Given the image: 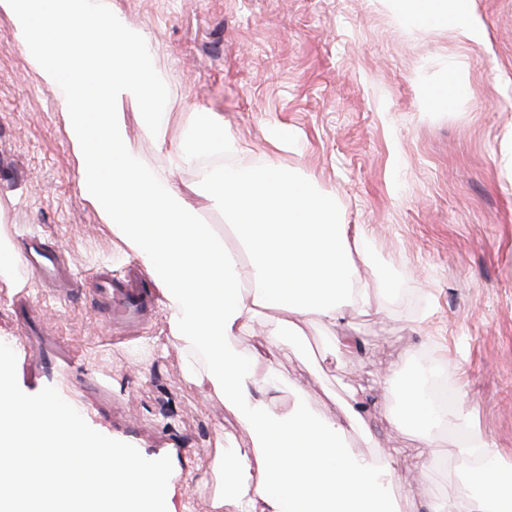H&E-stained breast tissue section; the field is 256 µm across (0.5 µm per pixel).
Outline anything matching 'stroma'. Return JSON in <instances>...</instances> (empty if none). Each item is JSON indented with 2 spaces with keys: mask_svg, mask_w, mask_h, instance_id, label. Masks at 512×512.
<instances>
[{
  "mask_svg": "<svg viewBox=\"0 0 512 512\" xmlns=\"http://www.w3.org/2000/svg\"><path fill=\"white\" fill-rule=\"evenodd\" d=\"M128 30L145 34L166 88L159 120L178 141L197 110L223 121L241 144L227 158H201L176 171L200 187L205 169H285L335 199L344 223L364 228L375 265L393 271L396 294L352 306L340 336L359 342L334 352L316 321L303 324L300 351L274 363L281 406L303 401L340 416L354 394L374 442L351 449L388 452L400 512L438 504L462 512L476 493L459 482L457 409L432 420L396 421L394 365L428 375L429 357L447 373L456 402L512 465V0H471L482 43L460 42L453 26L395 17L385 0H111ZM468 85L438 100L449 75ZM141 165L168 175L171 156L143 126L136 100L115 103ZM79 161L65 120L0 13V217L13 246L41 236L70 269L69 290L51 293L18 267L35 310L77 351L73 368L33 373L0 278V342L17 356L20 388L55 387L98 432L148 459L169 456L175 512L213 508L224 457L249 437L223 398L190 381L186 350L164 311L133 335L100 327L93 273L122 276L136 255L82 196ZM439 465L421 475V437Z\"/></svg>",
  "mask_w": 512,
  "mask_h": 512,
  "instance_id": "1",
  "label": "stroma"
}]
</instances>
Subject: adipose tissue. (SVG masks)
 Here are the masks:
<instances>
[{"label": "adipose tissue", "instance_id": "obj_1", "mask_svg": "<svg viewBox=\"0 0 512 512\" xmlns=\"http://www.w3.org/2000/svg\"><path fill=\"white\" fill-rule=\"evenodd\" d=\"M392 12L452 25L460 39L483 37L470 0H389ZM19 48L56 91V106L80 158L82 195L102 222L140 257L159 287L171 336L200 366L192 381L224 397L251 438L249 449L225 460L224 501L236 512H397L388 490L393 474L382 461L351 452L349 431L363 430L355 397L342 400L343 420L280 407L275 369L257 378L252 364L300 343L301 325L316 318L332 331L348 305L371 303L358 273L371 246L360 225L343 223L333 198L288 171L207 172L202 183L223 209L239 250L201 223L174 172L201 155L239 149L211 113L198 112L177 145L155 119L165 96L150 63L145 35L116 23L111 5L92 0H0ZM140 99L145 127L168 148L173 174L140 164L114 101ZM263 322L266 342L245 356L237 340ZM460 450L468 484L478 494L465 512H512V467L479 429L471 412Z\"/></svg>", "mask_w": 512, "mask_h": 512}]
</instances>
